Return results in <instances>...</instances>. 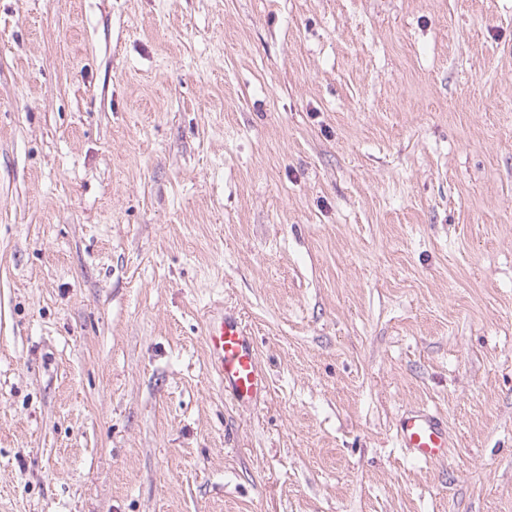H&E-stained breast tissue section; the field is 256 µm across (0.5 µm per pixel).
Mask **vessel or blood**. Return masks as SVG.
Listing matches in <instances>:
<instances>
[{"label": "vessel or blood", "instance_id": "1", "mask_svg": "<svg viewBox=\"0 0 512 512\" xmlns=\"http://www.w3.org/2000/svg\"><path fill=\"white\" fill-rule=\"evenodd\" d=\"M203 335L209 364L224 392L241 406H254L264 400L269 381L253 336L240 318L221 313L207 315ZM397 437L401 447L416 459L435 463L448 457V430L436 414L421 409L408 411L398 422Z\"/></svg>", "mask_w": 512, "mask_h": 512}]
</instances>
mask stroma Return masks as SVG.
<instances>
[{"instance_id": "1", "label": "stroma", "mask_w": 512, "mask_h": 512, "mask_svg": "<svg viewBox=\"0 0 512 512\" xmlns=\"http://www.w3.org/2000/svg\"><path fill=\"white\" fill-rule=\"evenodd\" d=\"M0 512H512V0H0ZM203 335L211 370L224 392L240 406H256L264 400L269 381L253 336L240 318L224 312L208 314ZM397 437L401 447L418 460L435 463L448 458V430L436 414L408 411L398 422Z\"/></svg>"}]
</instances>
